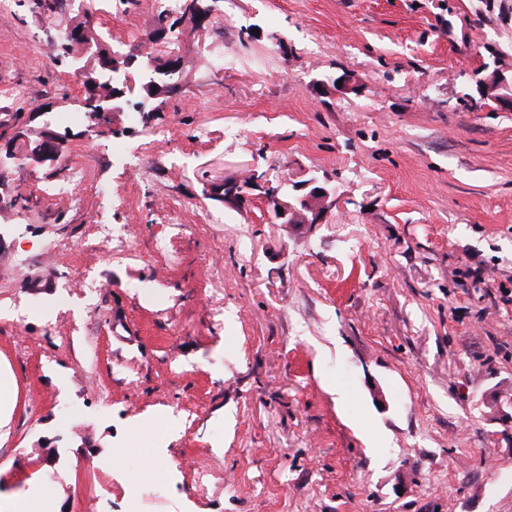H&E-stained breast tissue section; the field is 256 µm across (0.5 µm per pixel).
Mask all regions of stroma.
I'll return each mask as SVG.
<instances>
[{
    "mask_svg": "<svg viewBox=\"0 0 512 512\" xmlns=\"http://www.w3.org/2000/svg\"><path fill=\"white\" fill-rule=\"evenodd\" d=\"M85 18L137 55L154 20L0 8V145L57 152L0 169V512H129L158 463L138 512H512V109L476 91L512 70V0H222L177 26L181 89L145 121L83 112L49 61ZM312 176L323 222L277 223L266 186Z\"/></svg>",
    "mask_w": 512,
    "mask_h": 512,
    "instance_id": "35a3bbf8",
    "label": "stroma"
}]
</instances>
